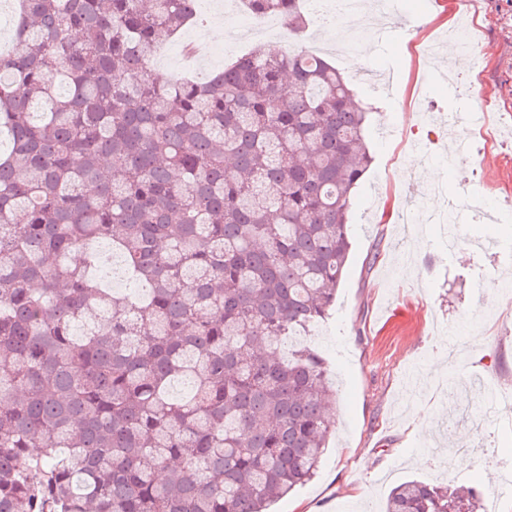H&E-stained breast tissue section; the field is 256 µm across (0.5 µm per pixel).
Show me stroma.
I'll return each mask as SVG.
<instances>
[{"mask_svg":"<svg viewBox=\"0 0 512 512\" xmlns=\"http://www.w3.org/2000/svg\"><path fill=\"white\" fill-rule=\"evenodd\" d=\"M379 29L356 42L369 73L350 67L336 25L308 17L305 32L325 46L369 120L365 139L374 161L353 191L352 248L336 301L308 341L336 384L330 412L336 433L317 477L273 512H377L390 489L409 477L488 493L512 475V410L486 421L485 378L512 392V302L497 284L512 282V205L487 223L471 201L504 196L512 173V0H395ZM465 20L480 44L481 67L413 57V42H448V17ZM222 14L161 44L150 71L163 79L187 73L182 52L193 41L205 67L250 51L253 41L224 37ZM438 112L472 107V125L418 126L402 102L410 90ZM438 156L448 201L466 219L456 249L439 225L384 223L381 209L409 210L429 186V163L408 165L411 140ZM473 145L475 165L449 158L456 140ZM428 441H421V434Z\"/></svg>","mask_w":512,"mask_h":512,"instance_id":"1","label":"stroma"}]
</instances>
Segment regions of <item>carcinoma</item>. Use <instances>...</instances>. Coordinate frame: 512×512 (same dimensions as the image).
<instances>
[{"label":"carcinoma","instance_id":"carcinoma-1","mask_svg":"<svg viewBox=\"0 0 512 512\" xmlns=\"http://www.w3.org/2000/svg\"><path fill=\"white\" fill-rule=\"evenodd\" d=\"M303 0H244L297 35ZM195 0H20L0 52V512H267L314 478L334 396L297 338L336 301L359 106L320 54L175 83ZM106 241L133 299L92 272ZM408 478L383 512H475Z\"/></svg>","mask_w":512,"mask_h":512}]
</instances>
